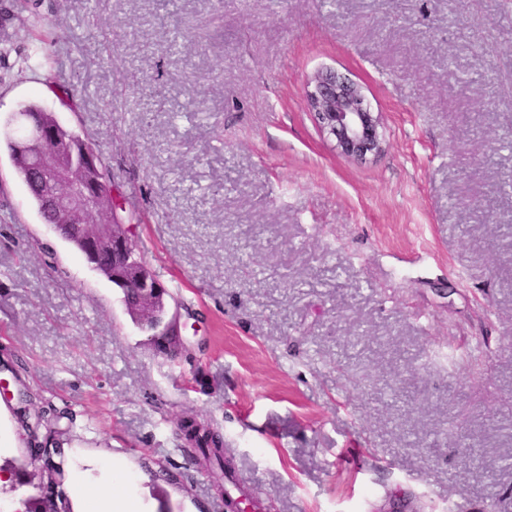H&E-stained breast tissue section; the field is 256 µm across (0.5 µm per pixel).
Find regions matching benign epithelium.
Listing matches in <instances>:
<instances>
[{
  "label": "benign epithelium",
  "mask_w": 512,
  "mask_h": 512,
  "mask_svg": "<svg viewBox=\"0 0 512 512\" xmlns=\"http://www.w3.org/2000/svg\"><path fill=\"white\" fill-rule=\"evenodd\" d=\"M306 101L314 113L321 131L335 142L344 155L365 160L383 150L384 134L381 113L372 110L361 89L331 70H319L308 80ZM25 133L20 152L40 177V187L46 193L51 213L80 227L91 210L103 208L112 196L113 184L98 175V162L94 155L79 148L76 141L61 137L56 128L37 114H22ZM84 259L95 264L106 251L126 256L132 262L133 243L123 225H112V237L100 239L90 235L85 239ZM123 286L138 294V301L146 304L161 294L159 283L143 271L123 279ZM153 335L160 337L161 347L178 337L174 319L161 317L154 322ZM31 456L44 461L46 481L40 484L41 493L55 497L54 512H70L69 501L63 488L62 472L53 462L59 448H32Z\"/></svg>",
  "instance_id": "1"
}]
</instances>
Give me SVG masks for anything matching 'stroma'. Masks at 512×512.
Masks as SVG:
<instances>
[{"instance_id":"1","label":"stroma","mask_w":512,"mask_h":512,"mask_svg":"<svg viewBox=\"0 0 512 512\" xmlns=\"http://www.w3.org/2000/svg\"><path fill=\"white\" fill-rule=\"evenodd\" d=\"M325 68L382 113L378 157L320 130ZM30 104L98 145L185 353L1 146L0 358L31 400H0V512L48 437L70 504L217 512L188 416L262 512H512V0H0V126ZM180 433L185 444L194 448L199 457L206 461L207 466L225 471V468L231 465L224 456V448H216L218 443L224 447L223 436L209 423L190 417L181 421Z\"/></svg>"}]
</instances>
